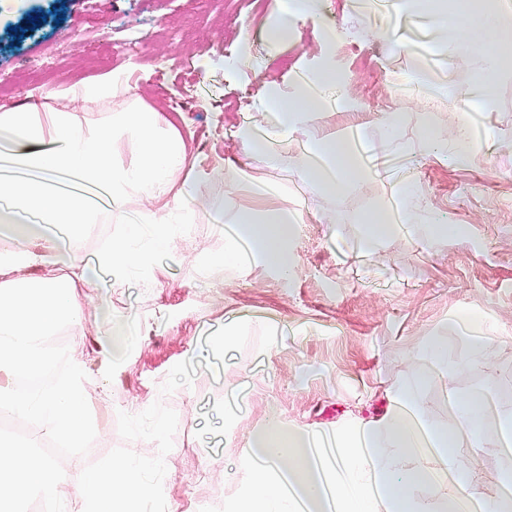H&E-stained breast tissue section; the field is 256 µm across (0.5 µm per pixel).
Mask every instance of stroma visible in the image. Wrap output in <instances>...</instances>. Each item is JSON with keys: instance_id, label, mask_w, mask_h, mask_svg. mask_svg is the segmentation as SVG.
<instances>
[{"instance_id": "1", "label": "stroma", "mask_w": 512, "mask_h": 512, "mask_svg": "<svg viewBox=\"0 0 512 512\" xmlns=\"http://www.w3.org/2000/svg\"><path fill=\"white\" fill-rule=\"evenodd\" d=\"M281 7V0H0V82L13 85L8 108L25 105L34 87L125 70L130 89L116 103L85 109L51 100L47 106L78 113L89 129L106 125L116 104L182 109V133L204 169L197 200L179 210L172 226L181 263L158 258L109 298L89 288L82 322L53 338L66 348L89 346L121 318L146 327L113 378L94 364L85 366L90 393L105 399L87 456L63 461L71 479L86 462L124 444L117 414L128 411L130 401L148 406L160 399L178 416L165 457L167 505L233 512L248 480L238 467L239 448L225 445V435L244 439L272 415L311 428L384 416L386 387L430 370L432 344L447 345L449 359L464 355L449 326L468 311L488 329V361L462 372H432L423 385L425 414L447 423L449 394L480 391L492 376L502 391L497 408L512 411V60L500 64L497 106L476 116L478 127L493 134L491 147L460 165L452 153L428 151L420 136L431 125L451 137L461 118L457 97L483 58L428 55L431 36L420 30L411 36L410 52H395L374 34L391 18L377 17L362 0H325L323 20L335 26V42L322 43L314 22L302 21L293 42L268 63L264 31ZM53 10L63 23L47 20ZM34 18L39 26H31ZM130 35L141 38L139 53L127 51ZM202 56L221 64L197 68ZM419 62L436 77H450L456 94L417 88L416 107L388 129L380 118L415 88L410 73ZM314 68L332 69L349 94L333 122L369 118L361 140L372 179L340 196L308 184L300 161L274 171L242 150L247 136L265 124L256 110L265 88L291 86L297 70ZM229 161L245 173L230 196L224 185ZM404 177L415 189L417 223L456 224L460 234L452 240L387 239L357 250L364 214L378 201H397ZM221 200L245 211L270 204L303 211L305 222L291 242L293 275H244L216 264L224 235L206 208ZM125 231V224L100 217L73 250V264L87 265ZM227 324L236 339L226 358L197 363L191 385L160 396L170 369ZM276 328L284 340L275 347L270 333ZM460 454L482 489L512 468V456L490 441L463 445Z\"/></svg>"}]
</instances>
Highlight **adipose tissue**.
<instances>
[{"instance_id":"1","label":"adipose tissue","mask_w":512,"mask_h":512,"mask_svg":"<svg viewBox=\"0 0 512 512\" xmlns=\"http://www.w3.org/2000/svg\"><path fill=\"white\" fill-rule=\"evenodd\" d=\"M320 0H284L277 24L266 34L268 58L295 34L301 19L320 16ZM398 24L386 31L401 49L411 47L413 29H428L451 49L468 55L483 51L485 62L458 101L457 158L468 161L478 146L472 112L492 108L498 98V64L512 55V0H499L490 12H474L469 0L453 7L439 0H393ZM129 79L106 72L66 88L52 99L95 105L118 96ZM332 70L298 72L292 91L273 88L258 101L269 123L247 149L261 152L268 168H287L300 158L307 180L332 195H343L369 177L358 150L356 126L338 131L317 124L316 116L336 111ZM313 123L296 153L282 147L304 118ZM201 168L188 155L169 112L149 106L114 108L110 122L84 128L75 113L55 112L29 102L24 111L0 112V411L19 422L35 421L41 434L82 446L96 403L85 387L83 365L94 357L100 373L111 376L134 347L140 325L99 339L93 351L74 345L67 355L51 347L61 325L76 322L88 302L87 272L73 269L70 255L90 224L102 215L126 225L124 237L96 257L88 272L101 288L126 287L135 270L156 256L175 253L169 224L177 210L193 201ZM136 209H128L129 200ZM228 213L224 253L218 261L248 274L293 270L291 241L302 222L300 210L271 207ZM358 246L370 248L389 238L452 239L454 224L418 225L411 184H402L400 204H380L363 218ZM459 340L464 358L449 362L447 347L429 351L441 368L462 371L483 363L486 329L481 318L465 315ZM421 379L392 383L386 418L342 429H315L270 421L248 438L239 464L250 475L240 512H428L410 489L429 484L443 491L435 512H512V470L494 488L477 490L472 468L459 459L462 440L492 438L512 448V412L490 417L496 382L466 398L451 400L447 424L425 415Z\"/></svg>"}]
</instances>
